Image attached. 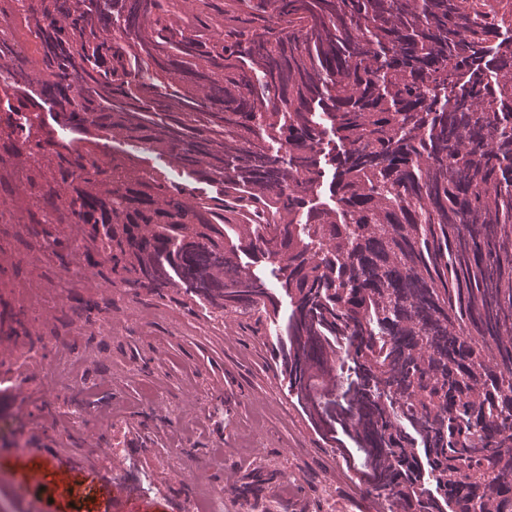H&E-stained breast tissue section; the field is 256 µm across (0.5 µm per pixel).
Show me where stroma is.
Listing matches in <instances>:
<instances>
[{
    "label": "stroma",
    "mask_w": 512,
    "mask_h": 512,
    "mask_svg": "<svg viewBox=\"0 0 512 512\" xmlns=\"http://www.w3.org/2000/svg\"><path fill=\"white\" fill-rule=\"evenodd\" d=\"M14 108L52 142L42 166L59 153L116 156L188 191L217 193L122 138L91 128L78 140L59 124L42 127L30 98L0 95L1 131ZM0 205L14 213L0 219V337L11 343L0 352V512H43L45 491L26 493L20 484L24 466L40 462L47 446L59 469L88 466L100 480L157 487V495L117 501L115 512H187L202 485L214 491L211 512H379L360 491L362 457L351 455L344 435H320L276 372L292 303L275 265L238 258L278 300L276 320L258 323L206 311L172 289L113 284L110 264L78 259L89 225L29 224L35 201L3 168ZM63 279L94 303L90 314L77 316L57 296ZM151 381L160 386L152 404L140 398ZM179 469L184 479L174 478Z\"/></svg>",
    "instance_id": "obj_1"
}]
</instances>
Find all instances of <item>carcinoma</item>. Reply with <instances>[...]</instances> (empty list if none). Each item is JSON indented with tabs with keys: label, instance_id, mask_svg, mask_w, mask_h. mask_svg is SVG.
Wrapping results in <instances>:
<instances>
[{
	"label": "carcinoma",
	"instance_id": "carcinoma-1",
	"mask_svg": "<svg viewBox=\"0 0 512 512\" xmlns=\"http://www.w3.org/2000/svg\"><path fill=\"white\" fill-rule=\"evenodd\" d=\"M14 82L120 131L199 197L114 158L58 156L43 217L90 224L112 283L271 317L246 251L292 302L289 388L368 453L387 512H512V17L500 0H14ZM13 155L47 141L17 122ZM333 205L317 202L327 171ZM329 336H347L341 356ZM353 366L346 367L347 361ZM434 486L425 487L423 479ZM13 30L17 35V41L22 44L24 49H28V46H23L33 42L32 37L25 27L24 23L18 15L10 11L0 10V30Z\"/></svg>",
	"mask_w": 512,
	"mask_h": 512
}]
</instances>
